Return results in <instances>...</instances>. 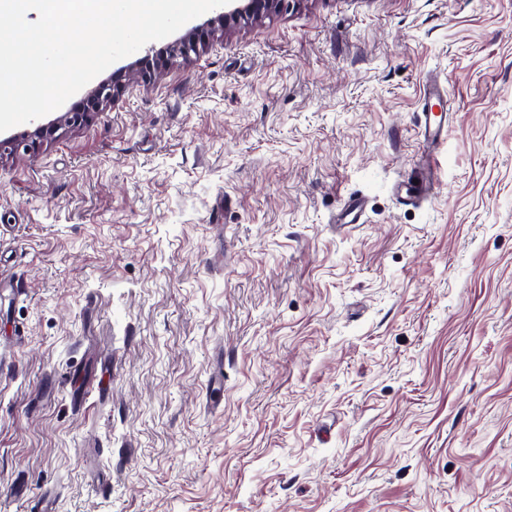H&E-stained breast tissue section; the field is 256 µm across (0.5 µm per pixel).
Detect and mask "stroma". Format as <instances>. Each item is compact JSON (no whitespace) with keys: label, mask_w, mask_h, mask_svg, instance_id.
<instances>
[{"label":"stroma","mask_w":512,"mask_h":512,"mask_svg":"<svg viewBox=\"0 0 512 512\" xmlns=\"http://www.w3.org/2000/svg\"><path fill=\"white\" fill-rule=\"evenodd\" d=\"M170 44L0 159V512H512V0H292L143 76ZM122 73L112 76V81L94 88L82 104L75 105L70 111L62 113L46 124H39L33 130H26L7 139L0 140V159L3 155L17 152L33 153L48 139H51L61 127L80 126L89 121L92 112L103 106H110L119 98L122 88ZM448 90L441 86H428L424 95L421 111L417 112L416 128L421 141L434 148L442 144L446 138L448 126L445 117L434 111V101L447 102ZM423 176L413 181H403L399 191V201L403 205H413L422 197L432 195L439 189L440 183L436 170L431 165L429 151L422 158ZM365 200L362 196L351 194L336 212L337 224H361Z\"/></svg>","instance_id":"stroma-1"}]
</instances>
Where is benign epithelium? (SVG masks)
I'll return each mask as SVG.
<instances>
[{
    "mask_svg": "<svg viewBox=\"0 0 512 512\" xmlns=\"http://www.w3.org/2000/svg\"><path fill=\"white\" fill-rule=\"evenodd\" d=\"M290 0H231L224 6V11L195 25L176 39L169 47L170 56H189L210 41L218 31H226L243 20L258 21L270 12L289 5ZM123 74L112 76V81L94 88L86 101L74 106L46 124H39L32 130H26L7 139L0 140V157L17 152L33 153L48 139L52 138L61 127L80 126L89 121L92 113L104 106H110L119 98Z\"/></svg>",
    "mask_w": 512,
    "mask_h": 512,
    "instance_id": "7a95c632",
    "label": "benign epithelium"
}]
</instances>
